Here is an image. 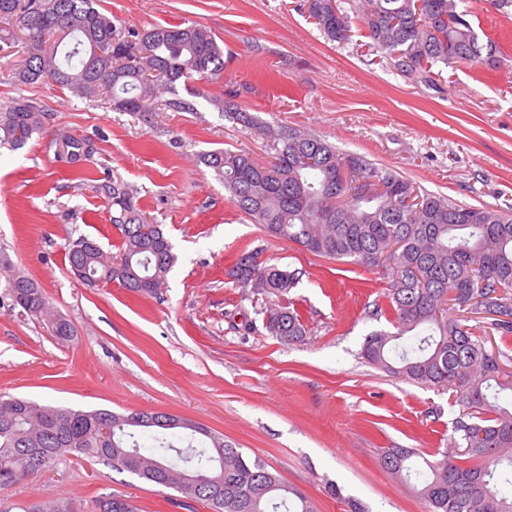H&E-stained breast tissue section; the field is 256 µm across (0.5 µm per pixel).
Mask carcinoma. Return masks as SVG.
<instances>
[{"instance_id": "carcinoma-1", "label": "carcinoma", "mask_w": 512, "mask_h": 512, "mask_svg": "<svg viewBox=\"0 0 512 512\" xmlns=\"http://www.w3.org/2000/svg\"><path fill=\"white\" fill-rule=\"evenodd\" d=\"M308 17L330 41L352 38L362 22L368 47L390 60L413 84L435 85L446 68L496 67L499 46L479 41L462 0H305ZM25 31L18 85L51 84L86 99L109 97L118 112L156 111L163 102L183 112L194 104L178 88L202 98L218 113L266 139L271 161L246 152L214 149L199 156L224 184L229 201L270 237L293 242L328 259L374 270L386 284L390 330L370 332L361 355L377 368L420 387L446 390L462 406L455 421L461 452L438 461L408 448H387L381 462L412 486L428 512H512V355L488 351L484 338L448 315L460 307L489 319L488 329L512 335V206L471 207L421 189L364 156L343 153L307 131L274 129L230 98L207 90L224 79V49L200 24L121 30L98 0H0V42ZM165 94L172 98L165 101ZM54 113L30 98L0 104V147L24 148L50 132ZM57 161L84 170L95 153L85 138L55 135ZM349 167L344 185L336 172ZM110 221L122 235L120 259L81 236L68 243L73 276L87 286L116 281L155 295L176 256L153 218L138 208L128 185L101 186ZM230 275L264 301L268 333L289 344L308 330L288 303L302 272L266 265L243 252ZM44 322L60 341L74 336L70 321L50 305L44 289L0 254V301ZM112 427L104 445L100 424ZM185 429L200 446L177 452L163 434ZM154 433L155 448L140 451L139 437ZM69 456L97 458L150 484L173 489L208 512H316L299 489L285 483L262 459L196 422L161 412L84 410L0 396V487ZM96 512H139L132 500L107 493ZM22 512H81L73 498H36Z\"/></svg>"}]
</instances>
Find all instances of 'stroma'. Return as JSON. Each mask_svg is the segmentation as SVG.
I'll list each match as a JSON object with an SVG mask.
<instances>
[{
  "mask_svg": "<svg viewBox=\"0 0 512 512\" xmlns=\"http://www.w3.org/2000/svg\"><path fill=\"white\" fill-rule=\"evenodd\" d=\"M139 30L197 23L224 43L223 86L274 126L314 133L346 153L391 168L427 191L470 206L512 204V14L465 0L477 31L499 38L497 68L445 69L438 85L406 81L361 36L328 41L303 0H101ZM20 44L0 51V102L37 99L56 114L54 132L94 140L88 181L54 159L49 135L0 148V252L36 279L73 324L72 341L0 305V396L120 413L154 410L193 420L263 458L318 512H426L409 485L380 463L387 448L429 460L456 453L461 407L367 364L385 286L363 267L315 256L267 236L224 196L198 161L216 148L270 155L263 138L225 120L203 99L192 112L161 107L115 112L57 87L20 86ZM136 192L171 240L177 262L148 296L108 282L90 288L70 274V240L91 237L118 254L102 184ZM303 270L290 297L308 325L288 345L263 326L262 304L227 275L242 251ZM131 497L141 512H207L193 499L88 458L54 462L0 489V502L77 499L94 512L102 493Z\"/></svg>",
  "mask_w": 512,
  "mask_h": 512,
  "instance_id": "stroma-1",
  "label": "stroma"
}]
</instances>
